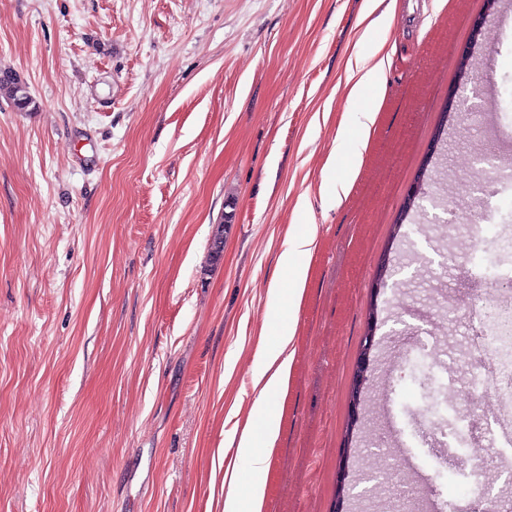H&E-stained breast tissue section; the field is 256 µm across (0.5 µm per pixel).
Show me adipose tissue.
Returning <instances> with one entry per match:
<instances>
[{
  "label": "adipose tissue",
  "mask_w": 512,
  "mask_h": 512,
  "mask_svg": "<svg viewBox=\"0 0 512 512\" xmlns=\"http://www.w3.org/2000/svg\"><path fill=\"white\" fill-rule=\"evenodd\" d=\"M314 235L290 238L282 252L280 264L294 286L289 292L270 287L268 324L272 341L254 362L253 380L258 390L250 416L237 441L238 460L247 470L249 481L240 484L236 471L224 475V512H262L265 480L269 470V447L278 431L276 399L284 390L293 357L294 312L302 295L307 268L303 259L314 244Z\"/></svg>",
  "instance_id": "obj_1"
}]
</instances>
